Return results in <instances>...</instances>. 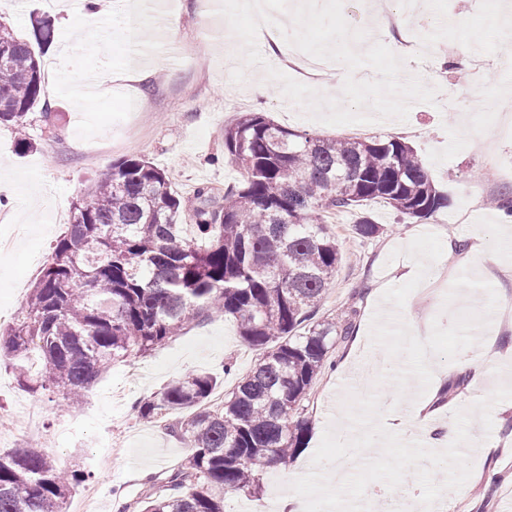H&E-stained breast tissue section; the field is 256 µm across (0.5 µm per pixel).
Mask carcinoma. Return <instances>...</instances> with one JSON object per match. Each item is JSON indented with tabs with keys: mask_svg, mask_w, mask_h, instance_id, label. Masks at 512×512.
I'll use <instances>...</instances> for the list:
<instances>
[{
	"mask_svg": "<svg viewBox=\"0 0 512 512\" xmlns=\"http://www.w3.org/2000/svg\"><path fill=\"white\" fill-rule=\"evenodd\" d=\"M33 36L53 43L54 24L35 19ZM42 91L31 43L1 22L0 125L17 131L21 151L34 147L24 128ZM224 156L243 179L220 197L200 188L190 205L149 160L113 161L73 204L22 315L0 331L18 382L71 403L112 363L145 356L215 314L264 350L217 408L218 381L206 373L139 402L143 419L180 414L172 432L188 445L180 466L150 480L139 512H224V495H256L258 471L305 447L309 426L298 410L336 338L351 330L315 320L340 260L326 214L380 199L422 220L449 204L399 139L314 136L246 112L224 127ZM354 230L369 239L380 225L362 216ZM33 350L45 364L39 376L23 365ZM84 478L33 447L0 451V512H65Z\"/></svg>",
	"mask_w": 512,
	"mask_h": 512,
	"instance_id": "cac0c4a2",
	"label": "carcinoma"
}]
</instances>
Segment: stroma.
Instances as JSON below:
<instances>
[{
    "label": "stroma",
    "instance_id": "stroma-1",
    "mask_svg": "<svg viewBox=\"0 0 512 512\" xmlns=\"http://www.w3.org/2000/svg\"><path fill=\"white\" fill-rule=\"evenodd\" d=\"M160 2L162 20L177 22L175 38L166 39L149 15L138 12L131 18L139 40L134 53L149 69V78L115 80L103 97L85 104L71 95L73 79L61 63L77 58L89 74L107 63L122 67L133 53L117 35L129 19L124 12L106 6L87 22L62 12L52 0H6L0 6V21L28 39L36 17L54 19L56 37L41 56L42 98L59 116L48 129L39 109L30 111L35 147L28 152L19 151L10 127L0 126V192L13 197L11 205L0 206V236L16 238L14 249L0 254V327L10 324L11 312L23 308L41 260L67 230L73 202L104 180L113 161L146 157L168 174L176 193L189 197L199 187L220 193L241 180L240 170L224 158V127L241 112L264 113L290 130L330 138L345 134L341 127L303 117L276 81H269L266 97L254 98V67H247L243 83L232 82L234 66L224 57L231 30L218 14L216 0ZM472 56L461 44L442 40L429 50L430 66L421 72L426 84L457 100L458 111L421 103L412 107L407 121L362 125L361 137L408 142L436 187L447 193L449 204L418 222L402 218L379 200L358 212L337 213L331 230L341 259L316 319L330 321L355 309L358 334L330 349L331 365L310 389L303 411L310 426L305 448L284 468L262 471L259 498L226 495L224 512H255L259 507L279 512L281 488L309 470L327 426L347 423L352 413L377 418L383 411L382 394H391L397 403L407 392L427 398L433 420L445 422L456 409L489 396L503 376L512 377V326L495 330L488 321L512 303V273L504 272L505 258L494 247L503 218L489 204L502 188H512V130L498 127L502 116H512V87L502 85L503 75H512V54L504 49L495 53L496 68L484 77L470 71ZM361 215L382 225L378 237L355 233L353 225ZM455 243L463 249L447 272L460 283L456 295L438 283L424 289L418 280L402 278L403 265L437 263L447 245ZM380 294L397 317L410 312L430 321L427 342L438 366L450 376H466L464 388L443 403L431 402L432 379L419 364L412 375L393 381L374 378L361 390L346 382L343 365L363 361L367 349L402 357L401 333L376 315ZM487 341L494 346L492 360L479 371L462 366L463 352L478 350ZM261 355L243 341L233 319L215 315L146 357L114 363L85 400L71 406L23 388L12 356L2 352L0 451L31 444L58 466L87 472L88 480L75 487L73 498L91 488L96 504L90 512H118L144 496L148 477L172 468L185 452L170 426L139 417L137 402L189 373L216 375L217 393L228 394ZM133 368L142 376L134 387L127 378ZM492 419L489 433L479 419H472L466 452L473 472L459 491L446 493L441 512H504L512 503V409L495 405ZM116 436L127 441L129 453L113 454Z\"/></svg>",
    "mask_w": 512,
    "mask_h": 512
}]
</instances>
